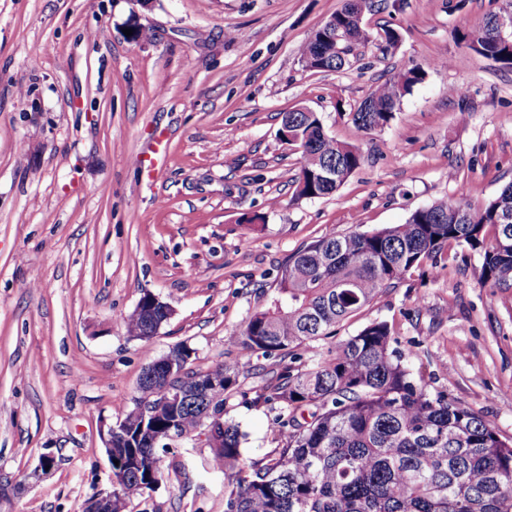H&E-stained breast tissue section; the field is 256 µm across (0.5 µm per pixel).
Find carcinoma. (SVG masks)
I'll use <instances>...</instances> for the list:
<instances>
[{
    "instance_id": "cac0c4a2",
    "label": "carcinoma",
    "mask_w": 512,
    "mask_h": 512,
    "mask_svg": "<svg viewBox=\"0 0 512 512\" xmlns=\"http://www.w3.org/2000/svg\"><path fill=\"white\" fill-rule=\"evenodd\" d=\"M336 28L357 46L368 41L349 0L332 14ZM334 30L323 28L299 47L313 72L340 71L350 64L333 50ZM512 10L489 11L480 26L460 34L469 49L512 68ZM423 80L410 68L373 89L369 111L353 113L363 132L384 128L402 98ZM281 137L301 151L296 194H334L364 162L359 148L329 136L319 113L292 110L282 117ZM512 182L481 204L446 198L411 212L403 224L371 233L330 235L297 249L281 267L276 295L255 310L230 343L246 355H293L374 302L381 290L404 280L426 263L448 261V248L477 251L482 277L492 288L512 286ZM138 304L122 318L129 336L148 341L167 314ZM194 349L176 345L168 356L175 368L188 364ZM236 384V369L218 363L201 374L176 380L179 405L163 403L167 386L162 362L144 368L132 408L112 436V507L130 512L165 477L164 430L178 420L182 440L210 426L211 463L224 470V512H512V438L447 393L414 376L391 347V328L372 322L340 341L311 366H286L264 400L280 404L272 421L288 431L287 444L251 462L244 434L233 420L208 416V383ZM140 403L152 406L143 422Z\"/></svg>"
}]
</instances>
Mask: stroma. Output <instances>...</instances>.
Returning a JSON list of instances; mask_svg holds the SVG:
<instances>
[{
  "instance_id": "35a3bbf8",
  "label": "stroma",
  "mask_w": 512,
  "mask_h": 512,
  "mask_svg": "<svg viewBox=\"0 0 512 512\" xmlns=\"http://www.w3.org/2000/svg\"><path fill=\"white\" fill-rule=\"evenodd\" d=\"M344 0H0V512H81L112 487L102 430L124 417L143 369L185 342L192 369L235 367L226 418L262 460L282 447L263 387L284 366L230 344L275 292L288 256L323 236L405 223L444 198L481 203L512 181V69L461 31L493 0H375L369 31L395 28L337 72L306 70L299 45ZM138 25L147 39L124 30ZM421 83L383 129L352 114L412 67ZM307 107L365 162L336 194H295L300 152L280 136ZM261 222L248 225L245 217ZM479 253L424 266L299 348L387 322L414 376L512 437V287ZM173 310L150 342L120 318L144 292ZM56 465L32 472L41 454ZM206 435L163 459L169 473L133 512H224Z\"/></svg>"
}]
</instances>
